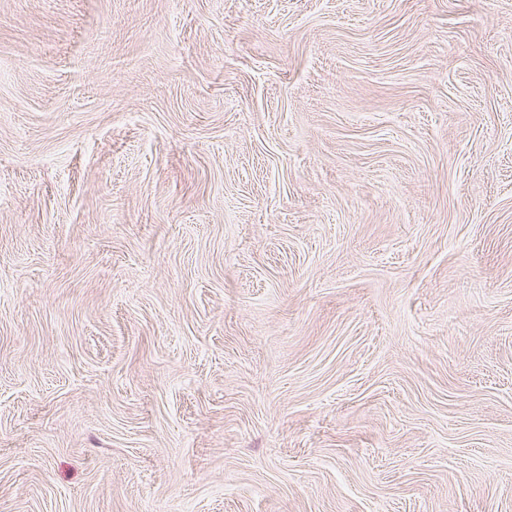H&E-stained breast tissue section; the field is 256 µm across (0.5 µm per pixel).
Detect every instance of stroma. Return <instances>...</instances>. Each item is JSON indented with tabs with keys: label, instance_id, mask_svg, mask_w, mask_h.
<instances>
[{
	"label": "stroma",
	"instance_id": "35a3bbf8",
	"mask_svg": "<svg viewBox=\"0 0 512 512\" xmlns=\"http://www.w3.org/2000/svg\"><path fill=\"white\" fill-rule=\"evenodd\" d=\"M0 512H512V0H0Z\"/></svg>",
	"mask_w": 512,
	"mask_h": 512
}]
</instances>
